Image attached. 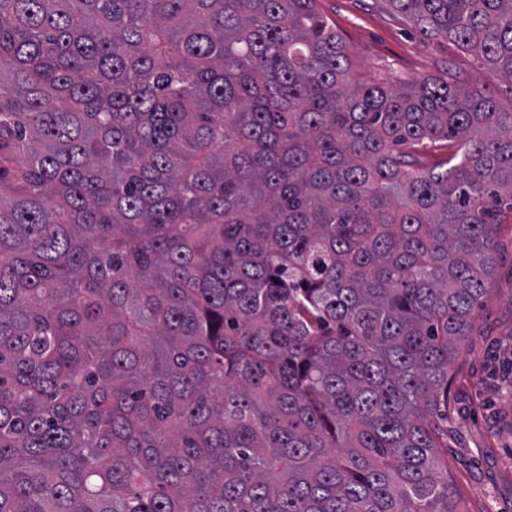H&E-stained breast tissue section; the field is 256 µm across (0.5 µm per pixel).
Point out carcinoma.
<instances>
[{"instance_id": "carcinoma-1", "label": "carcinoma", "mask_w": 512, "mask_h": 512, "mask_svg": "<svg viewBox=\"0 0 512 512\" xmlns=\"http://www.w3.org/2000/svg\"><path fill=\"white\" fill-rule=\"evenodd\" d=\"M316 2L0 0V512H468L512 103ZM384 2L512 87V0ZM318 9L341 37L354 74L362 82L409 81L436 75L453 64L471 84L499 91L504 104L509 89L469 52L444 38L422 39L397 13L375 0H318Z\"/></svg>"}]
</instances>
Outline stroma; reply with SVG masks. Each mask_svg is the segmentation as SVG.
<instances>
[{"label":"stroma","instance_id":"obj_1","mask_svg":"<svg viewBox=\"0 0 512 512\" xmlns=\"http://www.w3.org/2000/svg\"><path fill=\"white\" fill-rule=\"evenodd\" d=\"M341 37L357 78L395 84L454 65L469 83L512 92L453 42L422 39L381 0H318ZM499 262L472 336L453 368L448 405V465L470 512H512V215L498 229Z\"/></svg>","mask_w":512,"mask_h":512}]
</instances>
